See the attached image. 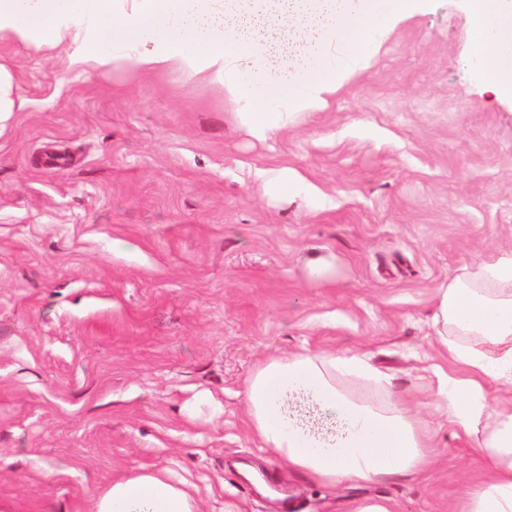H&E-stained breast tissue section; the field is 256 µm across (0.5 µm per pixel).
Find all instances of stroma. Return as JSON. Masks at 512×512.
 <instances>
[{
    "label": "stroma",
    "mask_w": 512,
    "mask_h": 512,
    "mask_svg": "<svg viewBox=\"0 0 512 512\" xmlns=\"http://www.w3.org/2000/svg\"><path fill=\"white\" fill-rule=\"evenodd\" d=\"M470 44L464 0H425L325 105L259 140L219 81L0 40L24 101L0 120V512H94L144 468L197 484L198 512H283L242 464L294 512H452L485 468L433 408L435 290L512 251V100ZM279 166L305 190L266 193ZM322 351L389 377L432 436L427 477L325 486L263 446L249 377Z\"/></svg>",
    "instance_id": "1"
}]
</instances>
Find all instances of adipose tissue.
<instances>
[{
    "label": "adipose tissue",
    "instance_id": "1",
    "mask_svg": "<svg viewBox=\"0 0 512 512\" xmlns=\"http://www.w3.org/2000/svg\"><path fill=\"white\" fill-rule=\"evenodd\" d=\"M422 0H0V39L65 50L75 67L187 69L220 81L259 138L291 110L319 106L340 70L368 56L386 25ZM482 82L512 98V0H467ZM495 35H488L489 19ZM431 327L448 361L440 407L475 439L487 474L453 512H512V252L464 268L435 292ZM375 397L349 392L353 382ZM359 354L272 357L243 401L256 437L284 467L327 486L424 475L420 422ZM198 490L160 470L122 475L94 512H197Z\"/></svg>",
    "mask_w": 512,
    "mask_h": 512
}]
</instances>
